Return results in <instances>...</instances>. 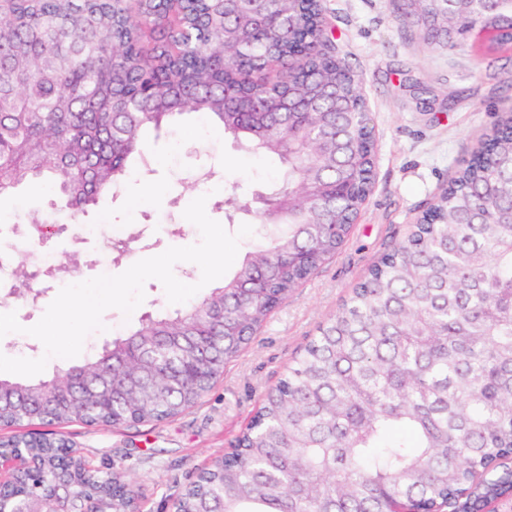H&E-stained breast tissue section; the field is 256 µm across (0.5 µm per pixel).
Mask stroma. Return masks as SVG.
Here are the masks:
<instances>
[{
	"label": "stroma",
	"instance_id": "stroma-1",
	"mask_svg": "<svg viewBox=\"0 0 512 512\" xmlns=\"http://www.w3.org/2000/svg\"><path fill=\"white\" fill-rule=\"evenodd\" d=\"M337 43L363 82L371 123L378 138L375 187L353 231L334 258L271 314L246 352L226 365L201 403L175 418L117 429L81 422L62 433L92 467L130 471L136 481L137 512H162L198 470L221 457L245 426L260 399L283 377L292 357L344 300L381 253L405 235L454 176L468 149L512 102L502 87L499 65L512 70V54L488 57L471 45L454 49L419 41L395 19L390 0H325ZM433 86L445 101L426 112L404 86L405 79ZM148 171L127 182L81 224L51 236L43 251L57 259L78 254L81 279L117 275L140 259L167 248L198 243V228L183 216L191 201L206 196V212L231 234L253 218L224 212L226 189L240 196L266 191L282 174L270 157L247 153L207 129L193 115L149 137ZM92 233H83V226ZM133 241L120 256L116 244ZM145 299L131 315L109 309L103 330L86 338L93 347L138 325L142 316L170 310L162 284L144 285Z\"/></svg>",
	"mask_w": 512,
	"mask_h": 512
}]
</instances>
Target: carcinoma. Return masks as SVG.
Wrapping results in <instances>:
<instances>
[{
  "label": "carcinoma",
  "mask_w": 512,
  "mask_h": 512,
  "mask_svg": "<svg viewBox=\"0 0 512 512\" xmlns=\"http://www.w3.org/2000/svg\"><path fill=\"white\" fill-rule=\"evenodd\" d=\"M8 0L0 7V196L50 190L78 221L148 166L142 130L185 113L285 170L254 214L258 242L222 285L94 352L66 379L0 378V426L119 428L199 404L273 309L333 258L371 188L376 150L361 82L333 54L322 0H270L228 38L237 3ZM428 45L475 23L485 52L512 46V0L453 14L418 0L400 16ZM234 90L237 104L225 102ZM266 98L279 109L259 112ZM500 119L436 202L319 327L250 424L179 498L181 512H486L512 497V136ZM328 224L343 225L333 236ZM35 270L14 260L11 295L33 303ZM401 427L412 441L387 438ZM18 490L45 512H133L122 471H87L74 448L21 444Z\"/></svg>",
  "instance_id": "1"
}]
</instances>
